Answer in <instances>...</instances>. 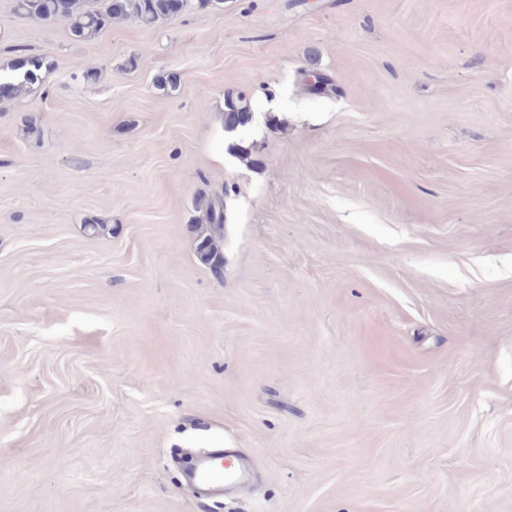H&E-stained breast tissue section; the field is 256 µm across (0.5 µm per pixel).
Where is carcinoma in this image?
Returning a JSON list of instances; mask_svg holds the SVG:
<instances>
[{"label": "carcinoma", "instance_id": "obj_1", "mask_svg": "<svg viewBox=\"0 0 512 512\" xmlns=\"http://www.w3.org/2000/svg\"><path fill=\"white\" fill-rule=\"evenodd\" d=\"M15 11L26 18L44 23L63 20L67 23L73 39L90 41L112 25V22L128 17L144 25H154L171 19L169 0H105L103 6L95 8L90 0H15ZM38 80L30 71L16 83H3L9 96L27 94ZM249 120L248 105L241 96H227L224 121L228 127L244 125ZM196 210L202 213L204 226L199 235L197 252L200 260L212 270L223 265V254L217 245L224 235V205L200 198L195 202Z\"/></svg>", "mask_w": 512, "mask_h": 512}]
</instances>
